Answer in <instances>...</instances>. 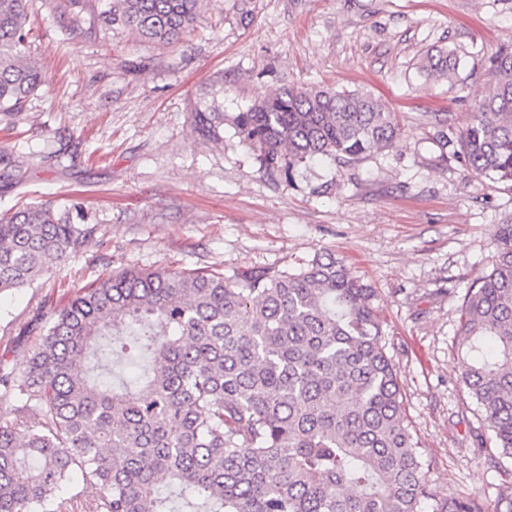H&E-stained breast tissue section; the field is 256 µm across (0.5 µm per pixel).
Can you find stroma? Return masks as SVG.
<instances>
[{"label": "stroma", "instance_id": "35a3bbf8", "mask_svg": "<svg viewBox=\"0 0 512 512\" xmlns=\"http://www.w3.org/2000/svg\"><path fill=\"white\" fill-rule=\"evenodd\" d=\"M56 2L36 0L32 17L45 84L0 124V150L30 158L24 184L0 182V212L73 199L94 233L33 286L0 294V367L23 371L76 289L116 270L229 275L339 257L374 290L430 468L418 512L469 496L495 512L512 458L462 385L455 344L461 300L496 260L491 237L512 212V186L456 161L436 116L471 112L488 58L512 37V0H209L220 27L168 47L118 28L62 35ZM434 47L456 53L453 80L419 75L417 59ZM289 82L381 97L399 114V141L352 165L315 162L286 186L259 173L232 129L220 145L194 136L192 109L216 86L229 115ZM55 150L61 164L39 161Z\"/></svg>", "mask_w": 512, "mask_h": 512}]
</instances>
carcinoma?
I'll return each instance as SVG.
<instances>
[{"label": "carcinoma", "instance_id": "1", "mask_svg": "<svg viewBox=\"0 0 512 512\" xmlns=\"http://www.w3.org/2000/svg\"><path fill=\"white\" fill-rule=\"evenodd\" d=\"M89 28L122 27L170 46L206 20V0H65ZM34 0H0V121L44 86L28 52ZM454 52L418 64L450 79ZM458 129L452 155L478 177L512 183V43ZM259 171L291 185L318 160L352 164L394 146L396 112L368 92L303 84L258 95L230 117ZM192 131L224 143V109L200 99ZM0 151V180L25 181ZM78 203L0 214V292L30 285L82 251L92 228ZM492 270L467 289L457 354L461 382L512 458V213L496 225ZM140 360L112 381L117 357ZM24 399L0 420V512H417L428 469L407 424L373 290L334 256L297 270H128L77 289L0 397ZM26 427L20 435L17 427ZM78 469L99 497L77 508L56 491ZM433 512H485L473 497Z\"/></svg>", "mask_w": 512, "mask_h": 512}]
</instances>
